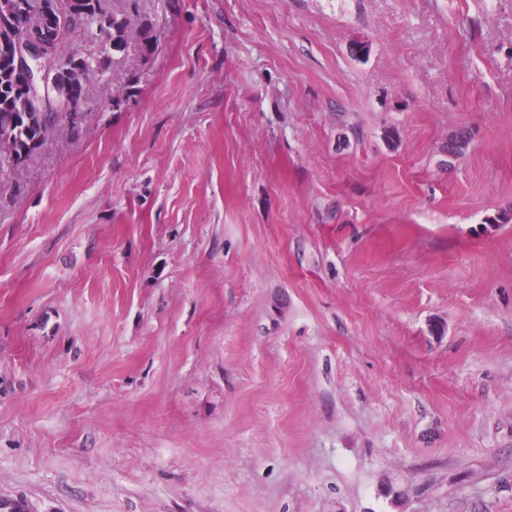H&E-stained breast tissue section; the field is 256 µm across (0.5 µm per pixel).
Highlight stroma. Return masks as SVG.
Here are the masks:
<instances>
[{
    "mask_svg": "<svg viewBox=\"0 0 512 512\" xmlns=\"http://www.w3.org/2000/svg\"><path fill=\"white\" fill-rule=\"evenodd\" d=\"M155 12L0 167V501L512 512V0Z\"/></svg>",
    "mask_w": 512,
    "mask_h": 512,
    "instance_id": "stroma-1",
    "label": "stroma"
}]
</instances>
